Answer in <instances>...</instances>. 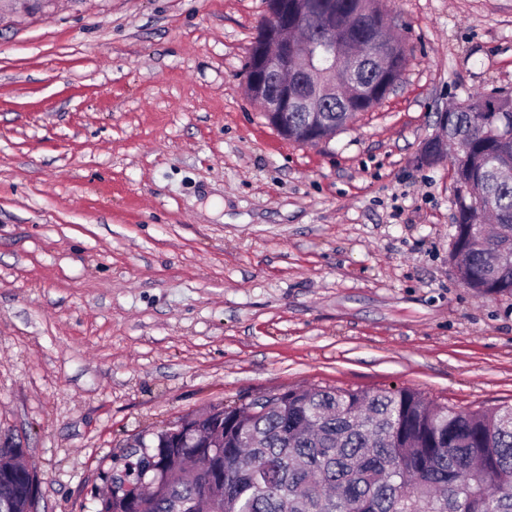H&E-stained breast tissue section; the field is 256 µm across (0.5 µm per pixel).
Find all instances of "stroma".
Instances as JSON below:
<instances>
[{
	"label": "stroma",
	"instance_id": "stroma-1",
	"mask_svg": "<svg viewBox=\"0 0 512 512\" xmlns=\"http://www.w3.org/2000/svg\"><path fill=\"white\" fill-rule=\"evenodd\" d=\"M410 51L310 146L248 94L266 0L0 16V434L37 512H96L128 442L317 384L512 404V296L452 259L440 111L512 96V0H381Z\"/></svg>",
	"mask_w": 512,
	"mask_h": 512
}]
</instances>
